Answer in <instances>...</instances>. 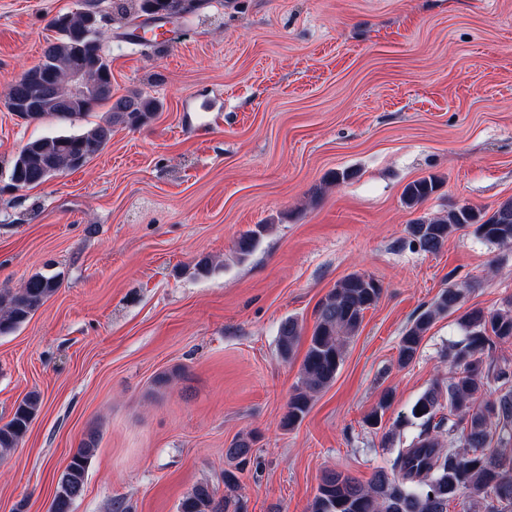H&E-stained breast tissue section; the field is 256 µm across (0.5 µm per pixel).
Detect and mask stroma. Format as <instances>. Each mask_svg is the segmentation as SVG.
Returning a JSON list of instances; mask_svg holds the SVG:
<instances>
[{
    "label": "stroma",
    "instance_id": "stroma-1",
    "mask_svg": "<svg viewBox=\"0 0 512 512\" xmlns=\"http://www.w3.org/2000/svg\"><path fill=\"white\" fill-rule=\"evenodd\" d=\"M82 2L0 0V96L39 62L50 20ZM125 30L104 27L112 96L137 91L159 109L114 127L81 168L11 189L20 148L62 127L0 106V291L35 274L60 281L0 335V422L41 396L0 459V512H49L92 429L73 512H177L195 484L223 487L225 450L245 434L257 455L236 490L247 512H307L325 470L365 482L388 466L418 431L410 407L447 385L459 315L439 317L402 368L415 316L453 283L467 309L512 297V245L470 226L431 255L407 232L424 215L512 198V0H209L175 22L169 46ZM206 100L223 119L199 135L186 115ZM342 170L349 179L329 181ZM432 174L438 191L407 208L405 186ZM259 224L267 232L239 259ZM205 257L215 269L201 275ZM354 272L383 295L334 382L283 428L304 353L281 358L278 327L294 317L312 329L321 298Z\"/></svg>",
    "mask_w": 512,
    "mask_h": 512
}]
</instances>
